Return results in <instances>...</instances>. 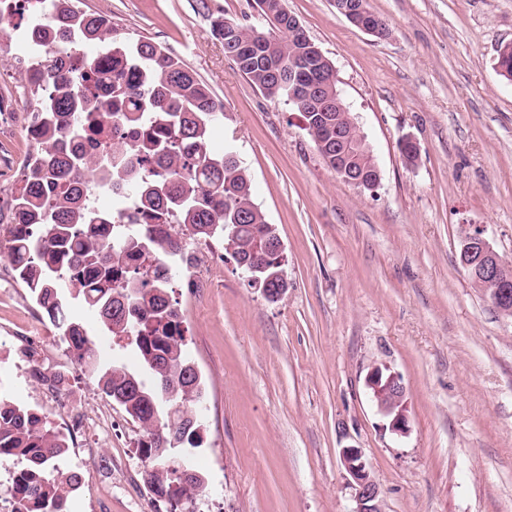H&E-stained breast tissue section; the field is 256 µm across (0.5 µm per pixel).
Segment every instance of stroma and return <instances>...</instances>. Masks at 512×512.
Here are the masks:
<instances>
[{
    "label": "stroma",
    "mask_w": 512,
    "mask_h": 512,
    "mask_svg": "<svg viewBox=\"0 0 512 512\" xmlns=\"http://www.w3.org/2000/svg\"><path fill=\"white\" fill-rule=\"evenodd\" d=\"M388 29L351 25L333 0H285L334 63L382 179L345 183L318 155L298 113L236 73L213 21L251 24L254 0H80L119 41L148 38L224 104L210 146H233L283 245L286 291L267 299L222 244L196 299L190 271L172 288L204 382L206 489L184 512H354L342 448H361L384 512H512V318L460 262L465 225L484 226L512 261V80L496 68L512 42V0H368ZM21 27L0 14V209L35 149L34 98L16 63ZM419 146L408 164L399 141ZM62 378L93 409L83 429L55 413L30 366ZM403 379L409 431L392 434L365 378ZM0 394L84 449L75 512H155L139 426L74 362L16 279L0 246Z\"/></svg>",
    "instance_id": "obj_1"
}]
</instances>
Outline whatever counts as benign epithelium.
<instances>
[{"label": "benign epithelium", "mask_w": 512, "mask_h": 512, "mask_svg": "<svg viewBox=\"0 0 512 512\" xmlns=\"http://www.w3.org/2000/svg\"><path fill=\"white\" fill-rule=\"evenodd\" d=\"M336 10L360 30L378 35V30L365 24L368 9L365 0H335ZM289 33L306 41L312 53L320 55L321 49L309 38L296 16L288 15ZM352 127L358 131L354 136L336 133V143L350 151L364 150L365 137L359 133L358 116L351 117ZM336 174L345 182L371 190L378 186L380 171H375L371 180L346 166H338ZM460 260L472 282L490 299L503 315L512 316V263L501 257L485 237L483 226L468 224L464 228ZM366 386L372 394L379 411L389 419L391 432L407 433L408 415L405 386L402 377L389 367L374 366L366 377ZM342 464L348 475L347 485L356 503L354 512H383L381 491L371 475L361 449L353 446L341 450Z\"/></svg>", "instance_id": "1"}]
</instances>
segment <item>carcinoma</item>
<instances>
[{
    "instance_id": "cac0c4a2",
    "label": "carcinoma",
    "mask_w": 512,
    "mask_h": 512,
    "mask_svg": "<svg viewBox=\"0 0 512 512\" xmlns=\"http://www.w3.org/2000/svg\"><path fill=\"white\" fill-rule=\"evenodd\" d=\"M267 17L263 28L233 23L236 39L254 51L236 71L265 97L288 100V69L300 45L279 23L284 0H256ZM38 48L25 43L46 82L31 132L40 149L23 167V187L13 198L5 229L7 260L30 296L58 328L76 361L98 379L102 392L140 425L145 480L165 512H182L204 490L192 450L201 447L202 379L190 359L179 309L173 303L172 268L189 264L184 239L212 240L256 265L260 287L287 288L279 240L254 202L246 170L229 150L209 148L212 125L224 116L212 89L180 59L149 39H113L112 20L80 9L72 0H49L29 26ZM94 42L119 57L113 71L93 60L69 64L75 39ZM322 99L336 96V78L319 66ZM102 124L116 129L101 153L83 144ZM134 129L142 139L129 140ZM320 156L336 158V139L321 127L310 133ZM348 165L370 172L371 149ZM122 187L112 210L95 208L92 189ZM133 204L155 218L171 219L166 233L151 224H120L117 214ZM74 292L112 338L131 348L139 367L109 363L85 325L69 316ZM69 445L34 409L0 396V462L18 465L8 493L13 512H73L81 476L65 464Z\"/></svg>"
}]
</instances>
